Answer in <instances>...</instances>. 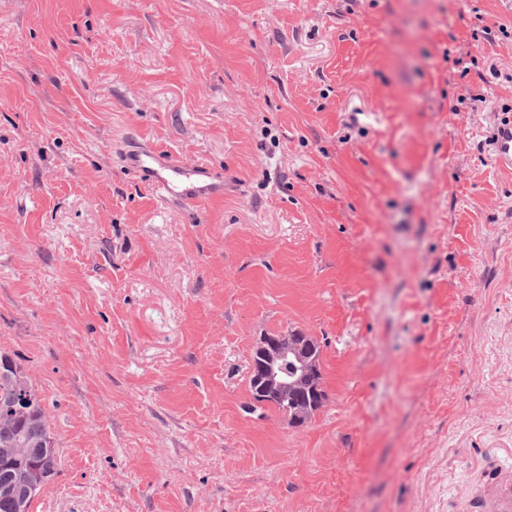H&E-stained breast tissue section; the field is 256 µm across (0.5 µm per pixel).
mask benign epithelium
Returning <instances> with one entry per match:
<instances>
[{
    "label": "benign epithelium",
    "mask_w": 512,
    "mask_h": 512,
    "mask_svg": "<svg viewBox=\"0 0 512 512\" xmlns=\"http://www.w3.org/2000/svg\"><path fill=\"white\" fill-rule=\"evenodd\" d=\"M311 339L291 331L263 336L251 355L249 382L263 394L292 400L294 422L305 424L316 413L306 395L318 390V360L311 355Z\"/></svg>",
    "instance_id": "obj_1"
}]
</instances>
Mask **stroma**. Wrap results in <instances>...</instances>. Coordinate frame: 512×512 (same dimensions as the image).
Masks as SVG:
<instances>
[{
  "instance_id": "obj_1",
  "label": "stroma",
  "mask_w": 512,
  "mask_h": 512,
  "mask_svg": "<svg viewBox=\"0 0 512 512\" xmlns=\"http://www.w3.org/2000/svg\"><path fill=\"white\" fill-rule=\"evenodd\" d=\"M512 0H0V350L29 512H480L512 477ZM134 138L224 176L159 199ZM323 407L249 411L260 337ZM496 162L512 168V117L500 122L492 135ZM310 344V336L295 331L263 336L251 355V394L252 383L266 396L281 399L270 400L265 404L261 398L255 396L253 402L273 407L284 417H288L291 425H303L317 412L315 403L306 398L308 393L313 394L320 386H316L318 360L311 355L308 348ZM288 399L294 404L295 423L292 421V403ZM0 512H29L33 498L57 473V450L43 400L20 364L0 351ZM11 487V489H10ZM9 490V491H8Z\"/></svg>"
}]
</instances>
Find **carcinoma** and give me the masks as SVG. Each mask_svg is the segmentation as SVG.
Returning a JSON list of instances; mask_svg holds the SVG:
<instances>
[{
  "label": "carcinoma",
  "mask_w": 512,
  "mask_h": 512,
  "mask_svg": "<svg viewBox=\"0 0 512 512\" xmlns=\"http://www.w3.org/2000/svg\"><path fill=\"white\" fill-rule=\"evenodd\" d=\"M57 450L43 400L20 364L0 351V512H29L33 498L57 473Z\"/></svg>",
  "instance_id": "obj_1"
}]
</instances>
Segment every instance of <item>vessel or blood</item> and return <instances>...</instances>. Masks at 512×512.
I'll use <instances>...</instances> for the list:
<instances>
[{"label": "vessel or blood", "instance_id": "vessel-or-blood-1", "mask_svg": "<svg viewBox=\"0 0 512 512\" xmlns=\"http://www.w3.org/2000/svg\"><path fill=\"white\" fill-rule=\"evenodd\" d=\"M496 162L512 168V117L500 122L492 135ZM123 167L150 182L167 202L200 203L224 194V179L201 167H187L177 159L133 143L121 156Z\"/></svg>", "mask_w": 512, "mask_h": 512}]
</instances>
